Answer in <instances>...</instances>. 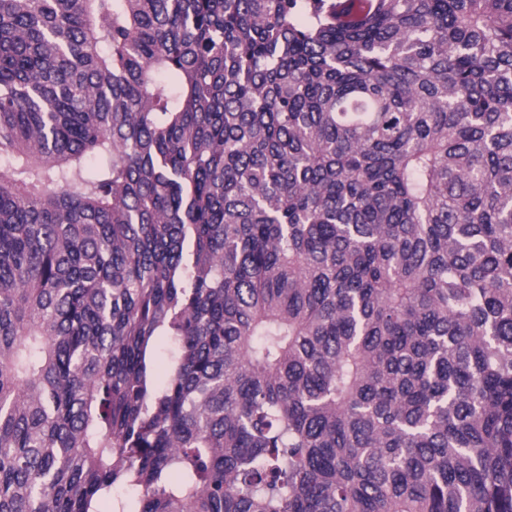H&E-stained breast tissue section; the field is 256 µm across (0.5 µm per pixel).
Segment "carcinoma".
I'll list each match as a JSON object with an SVG mask.
<instances>
[{"label":"carcinoma","instance_id":"1","mask_svg":"<svg viewBox=\"0 0 512 512\" xmlns=\"http://www.w3.org/2000/svg\"><path fill=\"white\" fill-rule=\"evenodd\" d=\"M365 2L0 0V512H512V0Z\"/></svg>","mask_w":512,"mask_h":512}]
</instances>
